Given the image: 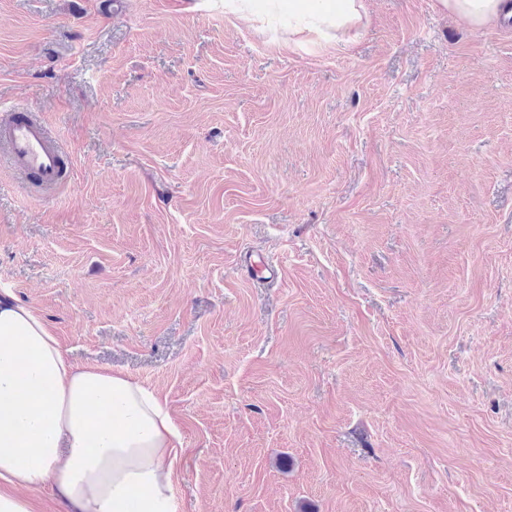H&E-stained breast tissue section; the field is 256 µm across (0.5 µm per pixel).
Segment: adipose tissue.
Wrapping results in <instances>:
<instances>
[{
	"label": "adipose tissue",
	"instance_id": "1",
	"mask_svg": "<svg viewBox=\"0 0 512 512\" xmlns=\"http://www.w3.org/2000/svg\"><path fill=\"white\" fill-rule=\"evenodd\" d=\"M474 28L505 0H435ZM364 0H288V25L330 45L354 42ZM181 434L154 389L76 365L45 320L0 290V512H31L49 487L72 512H178L171 475Z\"/></svg>",
	"mask_w": 512,
	"mask_h": 512
}]
</instances>
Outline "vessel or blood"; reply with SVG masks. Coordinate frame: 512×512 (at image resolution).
Listing matches in <instances>:
<instances>
[{"label": "vessel or blood", "mask_w": 512, "mask_h": 512, "mask_svg": "<svg viewBox=\"0 0 512 512\" xmlns=\"http://www.w3.org/2000/svg\"><path fill=\"white\" fill-rule=\"evenodd\" d=\"M0 148L9 165L37 178L46 189H54L61 178L63 151L56 137L31 111L0 118Z\"/></svg>", "instance_id": "1"}]
</instances>
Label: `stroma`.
<instances>
[{
  "label": "stroma",
  "mask_w": 512,
  "mask_h": 512,
  "mask_svg": "<svg viewBox=\"0 0 512 512\" xmlns=\"http://www.w3.org/2000/svg\"><path fill=\"white\" fill-rule=\"evenodd\" d=\"M366 8L339 50L0 0V113L69 156L52 193L0 168V288L166 402L178 512H512V31Z\"/></svg>",
  "instance_id": "stroma-1"
}]
</instances>
